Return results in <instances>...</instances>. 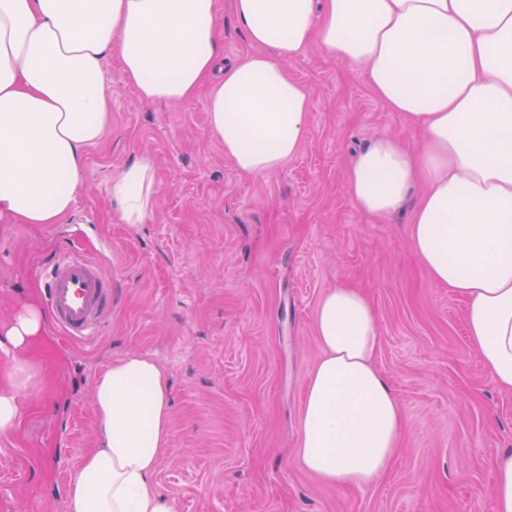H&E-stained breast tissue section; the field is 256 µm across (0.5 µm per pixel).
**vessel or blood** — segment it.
<instances>
[{
	"instance_id": "1",
	"label": "vessel or blood",
	"mask_w": 512,
	"mask_h": 512,
	"mask_svg": "<svg viewBox=\"0 0 512 512\" xmlns=\"http://www.w3.org/2000/svg\"><path fill=\"white\" fill-rule=\"evenodd\" d=\"M52 319L71 342L90 339L112 314V284L99 261L81 255L64 259L47 275Z\"/></svg>"
}]
</instances>
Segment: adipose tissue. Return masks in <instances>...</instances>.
Masks as SVG:
<instances>
[{
  "instance_id": "adipose-tissue-1",
  "label": "adipose tissue",
  "mask_w": 512,
  "mask_h": 512,
  "mask_svg": "<svg viewBox=\"0 0 512 512\" xmlns=\"http://www.w3.org/2000/svg\"><path fill=\"white\" fill-rule=\"evenodd\" d=\"M257 51L222 66L216 0H0V220L58 224L103 137L117 58L140 100L207 94L211 132L242 173L264 176L304 141L310 86L284 57L319 44L360 68L390 111L423 133L421 151L382 136L347 174L362 213L400 212L417 182L408 242L434 284L467 301V334L485 371L512 391V0H233ZM157 189L143 154L116 174L120 219L142 223ZM34 304L0 325V440L21 419L37 376L27 356L47 332ZM322 356L304 396L297 457L321 481L366 488L388 469L403 425L373 358L378 318L359 291L320 299ZM101 438L69 484L67 512H174L154 477L170 428V386L152 359L113 361L93 384Z\"/></svg>"
}]
</instances>
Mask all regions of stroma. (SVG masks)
<instances>
[{"instance_id":"stroma-1","label":"stroma","mask_w":512,"mask_h":512,"mask_svg":"<svg viewBox=\"0 0 512 512\" xmlns=\"http://www.w3.org/2000/svg\"><path fill=\"white\" fill-rule=\"evenodd\" d=\"M224 63L253 53L232 0H216ZM312 91L298 154L265 176L240 173L209 128L206 97L144 104L117 59L104 65L112 119L85 156L60 224L0 222V324L45 306L42 272L102 257L112 316L86 343L56 328L28 353L41 370L21 421L0 442V512H66L98 447L96 376L114 360H155L171 424L155 486L175 512H492V460L512 451V392L499 390L467 335L466 302L434 284L408 244L411 208L373 218L347 172L378 137L420 150L422 135L358 71L311 46L287 60ZM157 169L143 223L120 220L114 174L139 155ZM348 285L378 313L375 365L404 413L397 451L368 489L336 488L297 462L304 393L321 356L315 313Z\"/></svg>"}]
</instances>
